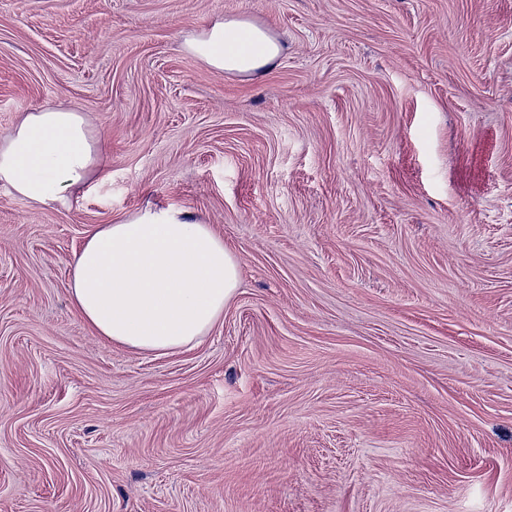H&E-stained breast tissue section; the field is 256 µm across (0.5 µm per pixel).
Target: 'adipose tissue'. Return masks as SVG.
Here are the masks:
<instances>
[{"mask_svg": "<svg viewBox=\"0 0 512 512\" xmlns=\"http://www.w3.org/2000/svg\"><path fill=\"white\" fill-rule=\"evenodd\" d=\"M186 52L215 70L255 78L280 56L278 39L246 20L210 21ZM104 158L88 113L50 104L0 139V183L34 207L69 203L101 177ZM71 305L98 335L140 351L188 347L219 321L240 265L211 225L168 205L102 225L70 263Z\"/></svg>", "mask_w": 512, "mask_h": 512, "instance_id": "adipose-tissue-1", "label": "adipose tissue"}]
</instances>
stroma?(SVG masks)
Returning a JSON list of instances; mask_svg holds the SVG:
<instances>
[{
  "mask_svg": "<svg viewBox=\"0 0 512 512\" xmlns=\"http://www.w3.org/2000/svg\"><path fill=\"white\" fill-rule=\"evenodd\" d=\"M217 17L280 57L186 54ZM59 99L108 177L0 184V512H512V0H0V137ZM149 204L241 269L167 354L69 295ZM194 59L215 70L255 78L280 56L281 43L263 27L246 20L216 19L185 41Z\"/></svg>",
  "mask_w": 512,
  "mask_h": 512,
  "instance_id": "stroma-1",
  "label": "stroma"
}]
</instances>
